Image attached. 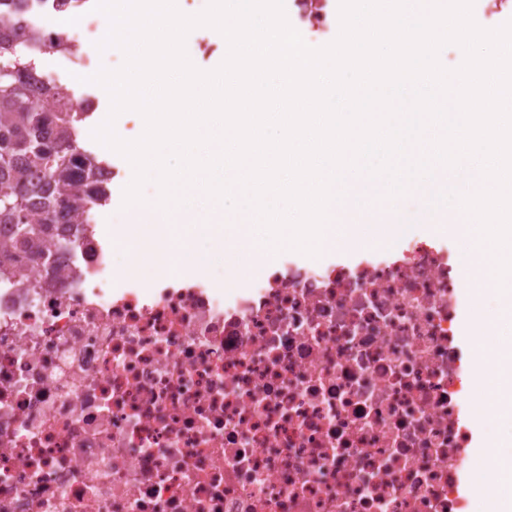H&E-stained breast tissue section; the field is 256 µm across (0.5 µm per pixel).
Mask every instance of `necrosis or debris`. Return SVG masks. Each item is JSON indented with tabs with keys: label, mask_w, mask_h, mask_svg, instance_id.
<instances>
[{
	"label": "necrosis or debris",
	"mask_w": 512,
	"mask_h": 512,
	"mask_svg": "<svg viewBox=\"0 0 512 512\" xmlns=\"http://www.w3.org/2000/svg\"><path fill=\"white\" fill-rule=\"evenodd\" d=\"M329 36L339 0H284ZM89 67L94 22L62 32ZM0 277V512H467L446 248L119 286L96 225Z\"/></svg>",
	"instance_id": "necrosis-or-debris-1"
}]
</instances>
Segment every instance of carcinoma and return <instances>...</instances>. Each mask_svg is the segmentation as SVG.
<instances>
[{
  "instance_id": "carcinoma-1",
  "label": "carcinoma",
  "mask_w": 512,
  "mask_h": 512,
  "mask_svg": "<svg viewBox=\"0 0 512 512\" xmlns=\"http://www.w3.org/2000/svg\"><path fill=\"white\" fill-rule=\"evenodd\" d=\"M46 0H0V57H14L0 70V223L17 225L19 247L42 259L50 224H78L79 216L106 204L109 193L95 179L104 161L79 144L86 120L73 96L47 85L48 103H29L34 60L18 48L68 50L63 39L44 44L23 22L33 3Z\"/></svg>"
}]
</instances>
